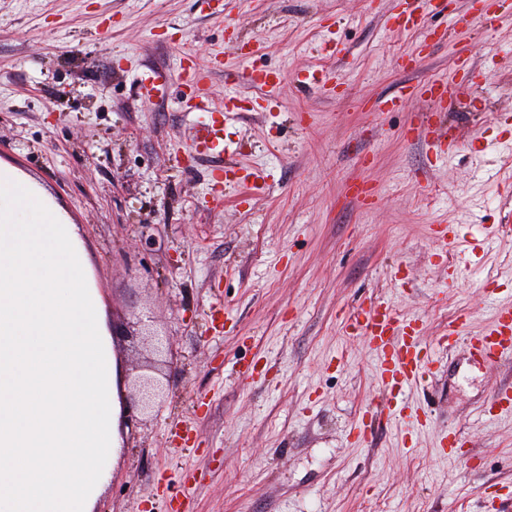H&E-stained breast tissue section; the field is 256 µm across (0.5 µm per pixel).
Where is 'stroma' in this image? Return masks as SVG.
I'll list each match as a JSON object with an SVG mask.
<instances>
[{"mask_svg": "<svg viewBox=\"0 0 512 512\" xmlns=\"http://www.w3.org/2000/svg\"><path fill=\"white\" fill-rule=\"evenodd\" d=\"M403 0H0V161L42 185L82 227L108 314L151 312L173 356L166 397L123 421V447L97 512H494L512 494V415L492 407L512 359H471L495 308L512 303V239L465 268L461 241L512 225L500 183L512 162V13L491 31L431 13L439 40L415 68L401 57L426 27L396 32ZM255 67H324L335 95L285 80L267 111L235 58ZM469 49L485 78L441 123L459 149L435 154L403 127L428 112H368L402 85L453 76ZM212 64L213 102L236 92L224 155L237 168L214 187L212 161L184 153L198 119L176 75L182 54ZM164 95L138 96L149 74ZM255 173L269 194L247 197ZM375 188L363 208L351 184ZM223 202L213 205L212 197ZM456 243H435L437 225ZM382 300L419 325L436 361L409 393L421 423L381 419L377 361L348 324ZM460 321L461 342L436 344ZM251 366L253 377L240 368ZM456 433L462 458L443 454Z\"/></svg>", "mask_w": 512, "mask_h": 512, "instance_id": "35a3bbf8", "label": "stroma"}]
</instances>
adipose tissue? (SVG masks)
<instances>
[{"label": "adipose tissue", "instance_id": "ef3b65f1", "mask_svg": "<svg viewBox=\"0 0 512 512\" xmlns=\"http://www.w3.org/2000/svg\"><path fill=\"white\" fill-rule=\"evenodd\" d=\"M122 376L81 226L0 163V512H95Z\"/></svg>", "mask_w": 512, "mask_h": 512}]
</instances>
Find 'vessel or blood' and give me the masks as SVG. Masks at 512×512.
I'll list each match as a JSON object with an SVG mask.
<instances>
[{
  "label": "vessel or blood",
  "instance_id": "b4317fda",
  "mask_svg": "<svg viewBox=\"0 0 512 512\" xmlns=\"http://www.w3.org/2000/svg\"><path fill=\"white\" fill-rule=\"evenodd\" d=\"M207 77V70L190 59L185 60L178 72L181 84L198 90L194 103L188 106L189 111L205 115L204 120L193 126L185 150L194 160L223 154L224 115L231 110L229 102L215 105L201 93L200 87ZM460 92V85L444 79L429 80L403 88L397 96L383 100L381 109L385 112L399 110L414 100L429 103L431 110L422 114L419 128H407L405 135L411 140L420 137L435 147L450 149L459 145V138L447 128L434 124L432 116L447 111L449 103L454 102ZM352 327L356 334L366 337L371 351L379 359V378L387 394L383 406L387 417H404L410 408L407 391L430 371L433 364L432 357L421 352L416 329L400 323L392 312L375 304L363 309L361 318L354 320ZM470 345L489 365L498 364L511 355L512 305L499 308L488 331L471 338Z\"/></svg>",
  "mask_w": 512,
  "mask_h": 512
}]
</instances>
